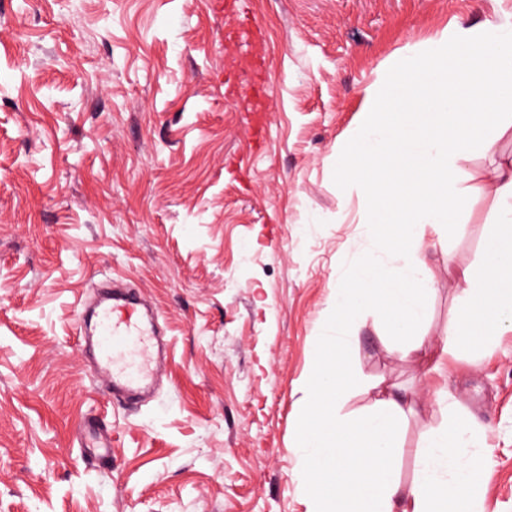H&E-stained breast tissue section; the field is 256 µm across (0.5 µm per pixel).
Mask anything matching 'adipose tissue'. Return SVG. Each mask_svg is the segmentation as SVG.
<instances>
[{
    "instance_id": "1",
    "label": "adipose tissue",
    "mask_w": 512,
    "mask_h": 512,
    "mask_svg": "<svg viewBox=\"0 0 512 512\" xmlns=\"http://www.w3.org/2000/svg\"><path fill=\"white\" fill-rule=\"evenodd\" d=\"M495 194L506 204L479 266L457 272L461 304L448 320L442 353L480 346L512 319V158L497 168ZM349 370L346 346L330 338L317 357L298 402L294 422L304 448L302 470L309 512H484L478 492L481 458L463 460L462 428L429 431L413 481L401 487L394 448L403 399L381 392L374 407L349 421L338 414V394L360 390Z\"/></svg>"
}]
</instances>
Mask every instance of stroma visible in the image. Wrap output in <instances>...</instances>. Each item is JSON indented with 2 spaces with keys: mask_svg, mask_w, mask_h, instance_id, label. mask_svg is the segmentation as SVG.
Masks as SVG:
<instances>
[{
  "mask_svg": "<svg viewBox=\"0 0 512 512\" xmlns=\"http://www.w3.org/2000/svg\"><path fill=\"white\" fill-rule=\"evenodd\" d=\"M512 0H0V512H308L293 415L343 266L373 251L365 202L333 181L365 94L454 27ZM470 151L455 235L425 227L418 333L443 341L457 268L495 227ZM138 288L168 358L138 406L112 401L79 335L96 285ZM347 348L362 388H397L402 485L431 429L465 425L485 512H512V330L402 358L374 311ZM111 457L83 454L88 418Z\"/></svg>",
  "mask_w": 512,
  "mask_h": 512,
  "instance_id": "obj_1",
  "label": "stroma"
}]
</instances>
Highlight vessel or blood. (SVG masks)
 Masks as SVG:
<instances>
[{
    "label": "vessel or blood",
    "mask_w": 512,
    "mask_h": 512,
    "mask_svg": "<svg viewBox=\"0 0 512 512\" xmlns=\"http://www.w3.org/2000/svg\"><path fill=\"white\" fill-rule=\"evenodd\" d=\"M84 314L81 333L95 353L99 377L116 397L139 401L167 356L155 332L153 308L138 290L116 284ZM84 446L99 460L111 456V440L99 430L89 432Z\"/></svg>",
    "instance_id": "vessel-or-blood-1"
}]
</instances>
